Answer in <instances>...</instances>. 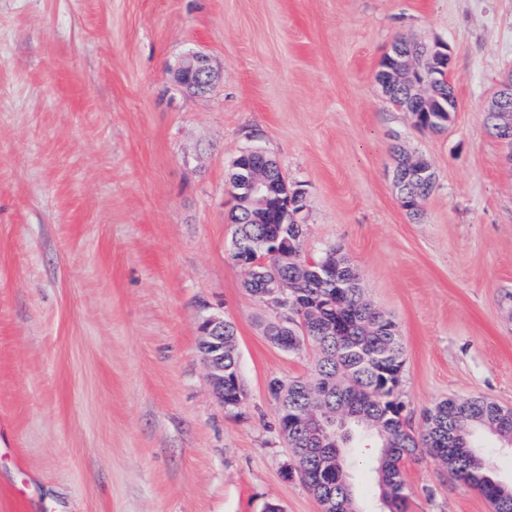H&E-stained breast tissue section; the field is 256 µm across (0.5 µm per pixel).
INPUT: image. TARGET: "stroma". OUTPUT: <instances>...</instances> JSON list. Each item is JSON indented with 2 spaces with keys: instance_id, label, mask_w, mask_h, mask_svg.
<instances>
[{
  "instance_id": "stroma-1",
  "label": "stroma",
  "mask_w": 512,
  "mask_h": 512,
  "mask_svg": "<svg viewBox=\"0 0 512 512\" xmlns=\"http://www.w3.org/2000/svg\"><path fill=\"white\" fill-rule=\"evenodd\" d=\"M400 36L450 48L445 132L374 79ZM190 50L210 93L172 81ZM511 68L512 0H0V512H323L268 392L320 352L270 342L229 255L247 149L303 189L305 254L341 248L396 321L413 431L451 397L512 408V163L484 112ZM401 150L437 174L416 218ZM210 313L236 330V409L199 349ZM376 452L348 463L360 512ZM402 476L405 512H492L436 459Z\"/></svg>"
}]
</instances>
